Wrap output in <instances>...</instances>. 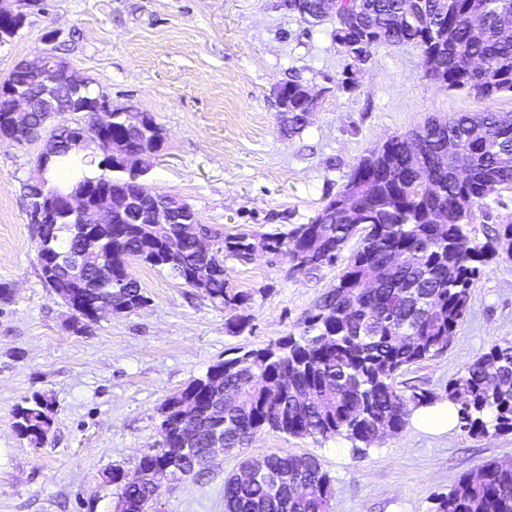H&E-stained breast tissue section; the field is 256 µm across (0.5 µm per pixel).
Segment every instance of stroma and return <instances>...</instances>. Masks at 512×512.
I'll list each match as a JSON object with an SVG mask.
<instances>
[{"label":"stroma","mask_w":512,"mask_h":512,"mask_svg":"<svg viewBox=\"0 0 512 512\" xmlns=\"http://www.w3.org/2000/svg\"><path fill=\"white\" fill-rule=\"evenodd\" d=\"M15 36L0 43V77L47 47L113 106L151 114L163 128L148 188L188 203L202 223L263 235L311 223L345 185L366 150L423 126L429 116L491 109L512 113V94L484 101L441 90L409 44L373 51L347 91L331 22L311 27L279 0H36ZM300 80L319 107L284 133L274 85ZM36 146L0 144V512H113L107 471H133L160 439L159 405L237 348L300 334L314 302L335 285L359 244L313 274L290 273L287 253L228 256L224 274L252 300L249 327L227 332V312L182 281L135 265L149 299L134 314H109L78 333L39 276L26 186ZM512 217V186L475 210L485 241ZM512 344V257L500 255L475 282L469 312L447 352L412 365L404 393L443 395L450 378L492 345ZM52 396L57 413L44 447L13 427L26 397ZM344 438L315 442L275 432L209 464L205 477L165 490L161 512H224V478L241 458L282 448L316 456L333 479L330 512H433L434 494L489 459L512 462V432L473 437L460 428L427 434L406 424L362 459Z\"/></svg>","instance_id":"35a3bbf8"}]
</instances>
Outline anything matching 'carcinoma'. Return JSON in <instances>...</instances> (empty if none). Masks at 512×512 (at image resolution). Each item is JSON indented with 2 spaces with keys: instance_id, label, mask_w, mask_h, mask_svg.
<instances>
[{
  "instance_id": "1",
  "label": "carcinoma",
  "mask_w": 512,
  "mask_h": 512,
  "mask_svg": "<svg viewBox=\"0 0 512 512\" xmlns=\"http://www.w3.org/2000/svg\"><path fill=\"white\" fill-rule=\"evenodd\" d=\"M334 37L345 57L340 86L356 87L351 74L361 53L372 55L380 45L410 44L425 72L437 73L443 89L472 92L492 100L512 93V0H341L336 4ZM23 85L35 111L9 116L0 101V131L10 124L22 145L36 142L42 124L80 94L95 98L85 86L75 90L58 78L43 87L35 77L24 83L16 70L5 86ZM293 113L288 131L305 124L301 83L289 80ZM65 131L52 130L47 155L68 174L71 188L95 184L135 189L150 172L151 162L128 166L114 154L126 150L107 140L103 152L87 155L60 142ZM96 166L95 176L84 168ZM512 185V113L490 109L432 118L423 128L394 135L366 150L354 165L341 192L324 205L336 208V221L298 224L288 232L261 238L203 225L215 249L205 256L185 241L176 254L170 239L177 224H130L126 215H112L99 227L106 245L138 257V263L179 279L204 266L201 293L215 306L232 312L228 331L239 334L250 317L237 313L250 295L232 288L224 278V257L247 261L259 249H289L292 269L304 274L332 265L347 242L360 235L336 285L314 303L300 336L289 335L263 347L246 348L219 360L170 396L161 416L174 419L180 405L192 408L198 430L189 448L171 450L159 442L138 458L137 465L160 470L156 483L125 484L122 470L106 473L115 486L123 512H148L160 503L169 482L196 480L206 469L207 449L224 442V452L242 448L263 431L326 441L343 437L362 457L378 439L404 428L410 407L427 406L436 396L414 391L407 396L396 378L406 367L443 355L451 336L464 322L471 289L496 257L512 256V219L480 244L471 236L475 209L502 186ZM75 218L64 208L33 228L38 240L40 278L63 300L81 295L89 304L110 299L130 310L148 303L140 283H122V264L112 278L102 275L98 253L81 246L69 231ZM80 246L84 280L72 279L66 264L47 259L62 251V241ZM444 398L457 408L460 427L472 435L512 431V345H493L448 380ZM55 402L35 394L16 408L15 427L35 448L43 446L54 421ZM254 466L246 458L224 479V512H329L332 479L312 455L278 449L263 457L266 472L244 479L240 471ZM435 512H512V464L485 461L461 476L446 492L433 496Z\"/></svg>"
}]
</instances>
